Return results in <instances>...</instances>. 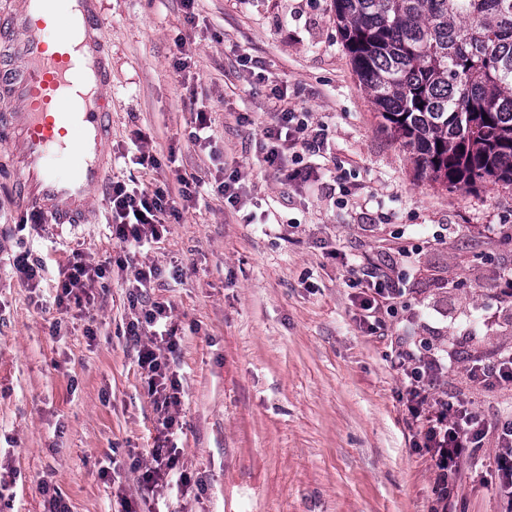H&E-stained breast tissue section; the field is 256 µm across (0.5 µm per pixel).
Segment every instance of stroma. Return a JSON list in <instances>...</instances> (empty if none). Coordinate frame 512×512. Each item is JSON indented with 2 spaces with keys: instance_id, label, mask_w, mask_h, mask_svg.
<instances>
[{
  "instance_id": "stroma-1",
  "label": "stroma",
  "mask_w": 512,
  "mask_h": 512,
  "mask_svg": "<svg viewBox=\"0 0 512 512\" xmlns=\"http://www.w3.org/2000/svg\"><path fill=\"white\" fill-rule=\"evenodd\" d=\"M104 0L112 52L114 181L166 189L238 173L241 209L200 199L150 247L113 242L106 189L98 221L27 222L11 145L0 135V512H48L41 483L68 512H504L493 446L440 492L390 358L430 338L452 364L449 400L488 422L512 415V386L473 387L467 368L512 347V188H447L419 176L384 132L336 28L333 0ZM192 60L177 71V42ZM327 141L304 153L308 184L264 161L275 88ZM211 118V143L189 132ZM156 168L132 164L138 134ZM46 261L38 292L15 254ZM106 270L90 314L59 333V270L74 254ZM161 276L145 296L170 305L182 383L173 437L187 493L145 488L157 412L125 336L130 266ZM378 268L395 288L373 327L360 321L352 274Z\"/></svg>"
}]
</instances>
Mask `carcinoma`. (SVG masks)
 Returning a JSON list of instances; mask_svg holds the SVG:
<instances>
[{"label":"carcinoma","instance_id":"obj_1","mask_svg":"<svg viewBox=\"0 0 512 512\" xmlns=\"http://www.w3.org/2000/svg\"><path fill=\"white\" fill-rule=\"evenodd\" d=\"M382 124L449 188L512 186V0H334Z\"/></svg>","mask_w":512,"mask_h":512}]
</instances>
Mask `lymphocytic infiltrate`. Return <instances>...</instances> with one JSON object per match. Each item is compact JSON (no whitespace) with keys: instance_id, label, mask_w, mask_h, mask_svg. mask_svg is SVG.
<instances>
[{"instance_id":"f902f5d3","label":"lymphocytic infiltrate","mask_w":512,"mask_h":512,"mask_svg":"<svg viewBox=\"0 0 512 512\" xmlns=\"http://www.w3.org/2000/svg\"><path fill=\"white\" fill-rule=\"evenodd\" d=\"M286 91H279L280 102L274 122L263 131L266 140L265 161L272 167H283L287 158L297 157L299 151H319L324 146V135L310 124L307 113L285 106ZM235 176H228L207 184L197 180L185 184L178 196L163 189L128 187L116 181L109 187L112 222L111 236L117 244L144 246L159 239L167 218H180L181 211L198 200L204 188L224 198L230 206L241 203ZM61 288L56 302L60 311H68L70 301H81L88 288L104 278L105 270L82 259H74L61 268ZM170 309L159 302L141 301L140 313L129 322L125 334L140 339L146 328H159L160 344L143 346L138 363L143 370L148 393L158 413L161 434H170L177 423L175 409L179 405L180 381L168 367L169 354L177 350L174 330L168 329ZM393 367L404 379L406 406L414 421L422 425V444L436 460L441 479L455 475L463 459L474 457L488 434L496 436V472L506 488L507 507L512 512V419L488 425L471 408L449 402L438 394L437 381L443 364L433 344L423 343L421 349L396 351ZM470 382L479 388L493 390L512 385V347L498 351L492 362L475 359L469 369Z\"/></svg>"}]
</instances>
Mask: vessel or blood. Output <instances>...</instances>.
<instances>
[{"instance_id":"obj_1","label":"vessel or blood","mask_w":512,"mask_h":512,"mask_svg":"<svg viewBox=\"0 0 512 512\" xmlns=\"http://www.w3.org/2000/svg\"><path fill=\"white\" fill-rule=\"evenodd\" d=\"M21 66L1 82L14 107L0 114L28 207L46 224H90V194L112 156V55L100 0H18L0 22Z\"/></svg>"}]
</instances>
